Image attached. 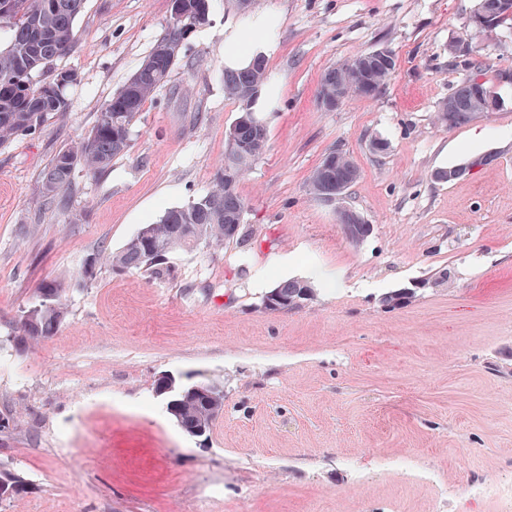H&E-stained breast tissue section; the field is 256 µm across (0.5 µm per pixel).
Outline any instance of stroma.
<instances>
[{
    "mask_svg": "<svg viewBox=\"0 0 512 512\" xmlns=\"http://www.w3.org/2000/svg\"><path fill=\"white\" fill-rule=\"evenodd\" d=\"M475 4L256 0L278 17L266 73L279 93L266 151L237 184L244 242L172 251L167 277L105 265L89 282L91 254L211 187L239 111L224 28L241 15L211 0L128 149L102 177L75 171L60 207L42 197L53 155L88 133L172 5L85 0L59 63L78 76L68 111L0 146V466L26 483L0 512H499L463 490L478 474L512 484V27L479 32ZM374 50L395 59L382 91L321 109L327 69ZM476 78L501 106L446 126L442 103ZM333 150L358 176L331 203L309 177ZM450 168L460 176L436 179ZM344 208L371 224L363 241L346 238ZM288 279L311 282L312 300L265 312ZM52 281L66 318L20 349L18 315ZM167 376L223 385L208 438L167 412Z\"/></svg>",
    "mask_w": 512,
    "mask_h": 512,
    "instance_id": "35a3bbf8",
    "label": "stroma"
}]
</instances>
